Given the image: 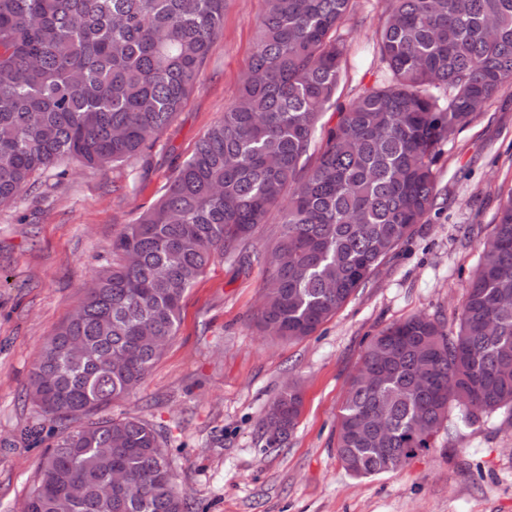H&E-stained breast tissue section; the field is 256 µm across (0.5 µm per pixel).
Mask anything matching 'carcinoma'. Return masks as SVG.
<instances>
[{
    "label": "carcinoma",
    "mask_w": 512,
    "mask_h": 512,
    "mask_svg": "<svg viewBox=\"0 0 512 512\" xmlns=\"http://www.w3.org/2000/svg\"><path fill=\"white\" fill-rule=\"evenodd\" d=\"M356 0H266L238 95L166 193L112 240L119 262L45 341L28 396L56 430L20 512H189L160 433L136 418L73 422L145 380L176 334L181 301L269 213L283 231L260 327L301 340L348 301L424 221L448 127L469 124L512 80V0H387L381 76L356 99L342 21ZM224 0H0V205L50 168L142 154L197 84ZM336 110V123L320 124ZM337 418L354 477L399 469L433 447L452 412L512 427V193L466 291L458 330L411 316L373 337ZM292 384L266 421L299 422ZM129 477L112 486V470Z\"/></svg>",
    "instance_id": "obj_1"
}]
</instances>
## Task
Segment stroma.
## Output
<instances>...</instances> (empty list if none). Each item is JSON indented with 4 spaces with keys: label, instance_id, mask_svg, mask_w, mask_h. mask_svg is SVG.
Returning a JSON list of instances; mask_svg holds the SVG:
<instances>
[{
    "label": "stroma",
    "instance_id": "35a3bbf8",
    "mask_svg": "<svg viewBox=\"0 0 512 512\" xmlns=\"http://www.w3.org/2000/svg\"><path fill=\"white\" fill-rule=\"evenodd\" d=\"M384 7L357 0L342 24V102L379 76L373 39ZM264 8V0H225L224 31L197 86L137 162L73 165L62 179L48 172L0 206V512H18L56 439L20 437L37 418L26 397L34 361L91 277L112 264L113 238L165 193L177 165L222 119ZM435 169L436 207L313 335L281 340L258 324L267 277L258 256L282 230L275 210L237 257H217L186 291L177 333L144 382L101 410L161 431L192 512H512V430L497 415L474 426L453 421L434 448L389 473L353 477L336 454L337 417L372 337L412 315L458 328L477 242L492 235L512 189V82L449 133ZM292 381L302 392L299 422L274 442L263 420Z\"/></svg>",
    "mask_w": 512,
    "mask_h": 512
}]
</instances>
